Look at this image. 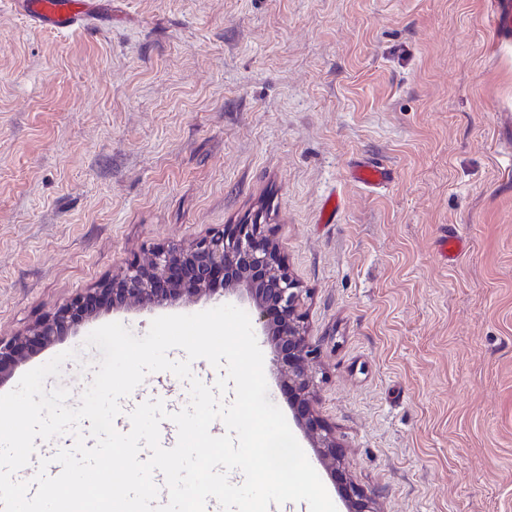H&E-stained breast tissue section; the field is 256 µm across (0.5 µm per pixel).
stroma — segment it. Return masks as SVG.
Instances as JSON below:
<instances>
[{
    "label": "stroma",
    "mask_w": 512,
    "mask_h": 512,
    "mask_svg": "<svg viewBox=\"0 0 512 512\" xmlns=\"http://www.w3.org/2000/svg\"><path fill=\"white\" fill-rule=\"evenodd\" d=\"M94 30L34 28L0 0V338L28 328L153 247L259 218L310 297L316 409L344 456L321 478L373 512H512V43L490 0H104ZM384 161L369 189L351 167ZM342 199L320 222L330 194ZM465 248L445 264L443 228ZM241 295L101 308L19 364L71 350L45 390L78 406L119 322ZM274 404L295 420L256 323Z\"/></svg>",
    "instance_id": "stroma-1"
}]
</instances>
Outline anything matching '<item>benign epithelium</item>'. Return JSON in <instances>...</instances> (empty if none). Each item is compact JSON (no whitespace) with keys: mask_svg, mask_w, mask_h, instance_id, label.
I'll return each mask as SVG.
<instances>
[{"mask_svg":"<svg viewBox=\"0 0 512 512\" xmlns=\"http://www.w3.org/2000/svg\"><path fill=\"white\" fill-rule=\"evenodd\" d=\"M261 237V225L245 223L236 225L231 235L214 234L188 246L154 248L145 261L128 265L105 283L99 293L114 308L130 303L155 308L184 296L211 294L217 271L224 273L225 291L244 287L278 360L286 367L296 417L313 433L318 461L334 474L340 464L336 438L314 408L317 382L312 363L320 357V350L308 340L302 313L307 290L279 262L274 248H256L255 242ZM93 314V310L84 308V300L78 298L37 322L24 335L9 340L0 338V381L34 349L51 344ZM346 496L351 512H369L368 501L358 488H349Z\"/></svg>","mask_w":512,"mask_h":512,"instance_id":"7a95c632","label":"benign epithelium"}]
</instances>
